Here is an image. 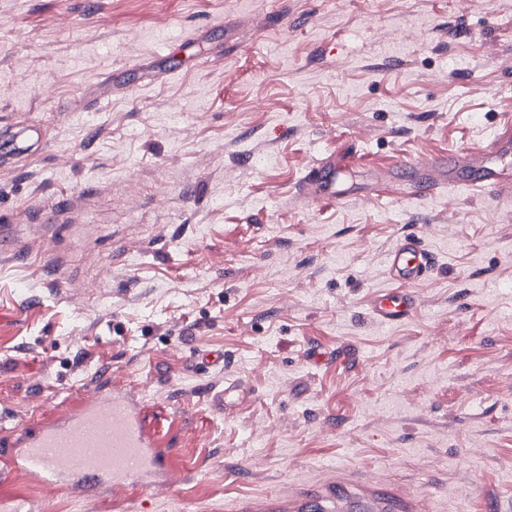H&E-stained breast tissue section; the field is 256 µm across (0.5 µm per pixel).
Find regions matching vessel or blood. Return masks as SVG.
<instances>
[{
    "mask_svg": "<svg viewBox=\"0 0 512 512\" xmlns=\"http://www.w3.org/2000/svg\"><path fill=\"white\" fill-rule=\"evenodd\" d=\"M512 154V130L495 133L487 146L454 149L423 163L411 164L405 188L427 194L453 185L472 192L512 194V177L502 167ZM336 167L316 161L299 185L314 200H336ZM434 259L412 235L386 254L392 289L372 305L373 316L389 325L407 319L417 299L407 286L433 265ZM99 395L61 408L45 420L30 416L26 427L0 420V479L28 469L61 488L88 494L95 488L153 490L174 486L171 465L176 455L172 433L146 427L139 391L133 385L103 379ZM428 499L399 485L386 486L344 475L288 492L274 490L242 501L235 512H428Z\"/></svg>",
    "mask_w": 512,
    "mask_h": 512,
    "instance_id": "vessel-or-blood-1",
    "label": "vessel or blood"
}]
</instances>
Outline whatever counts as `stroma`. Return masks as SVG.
Returning a JSON list of instances; mask_svg holds the SVG:
<instances>
[{"instance_id":"obj_1","label":"stroma","mask_w":512,"mask_h":512,"mask_svg":"<svg viewBox=\"0 0 512 512\" xmlns=\"http://www.w3.org/2000/svg\"><path fill=\"white\" fill-rule=\"evenodd\" d=\"M17 122L36 137L0 162L15 425L103 378L141 386L192 468L152 512H224L336 467L436 512H512V196L386 178L512 122V0H0V139ZM331 156L341 200L299 199ZM406 235L434 266L391 327L369 307ZM206 351L224 363L201 373ZM2 493L140 506L22 469Z\"/></svg>"}]
</instances>
